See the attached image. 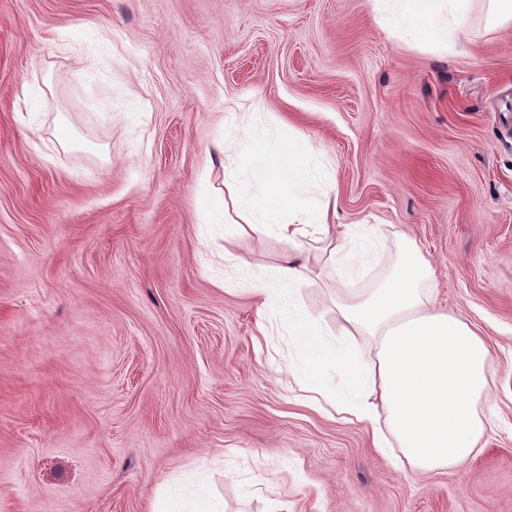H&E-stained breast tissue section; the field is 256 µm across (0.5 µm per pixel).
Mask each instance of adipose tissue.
<instances>
[{"label": "adipose tissue", "instance_id": "adipose-tissue-1", "mask_svg": "<svg viewBox=\"0 0 512 512\" xmlns=\"http://www.w3.org/2000/svg\"><path fill=\"white\" fill-rule=\"evenodd\" d=\"M394 2L395 18L411 34L445 40L471 12L474 0ZM245 134L253 160L251 174L262 190L255 193L249 184H240L237 205L252 217L246 225L251 234L273 236L287 246L274 280L253 285L254 295L267 303L273 296L289 294L299 282V238L321 241V257L328 264L341 259L346 244L331 232L335 189H328L325 203L319 205L287 196V187L300 185L309 175L296 161L297 148L270 150L251 123ZM432 278L430 265L411 248L383 287L369 298L339 305L346 334L369 338L363 358L355 343L337 348L324 342L319 324L307 313L288 318L289 333L309 362L305 389L312 399H323L371 424L376 448L396 439L416 472L455 468L474 455L485 432L478 408L489 390L488 344L464 319L440 310ZM328 365L340 373L337 387L330 391L320 380Z\"/></svg>", "mask_w": 512, "mask_h": 512}]
</instances>
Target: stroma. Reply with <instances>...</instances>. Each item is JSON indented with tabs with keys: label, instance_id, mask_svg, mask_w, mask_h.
<instances>
[{
	"label": "stroma",
	"instance_id": "1",
	"mask_svg": "<svg viewBox=\"0 0 512 512\" xmlns=\"http://www.w3.org/2000/svg\"><path fill=\"white\" fill-rule=\"evenodd\" d=\"M251 114L307 145L335 231L381 246L310 266L280 310L277 239L242 222ZM66 122L80 141L63 149ZM491 349L487 432L416 473L370 425L306 403L288 315L341 344L337 301L408 246ZM245 259L225 264L224 253ZM512 512V28L484 0L451 40L374 0H0V512Z\"/></svg>",
	"mask_w": 512,
	"mask_h": 512
}]
</instances>
